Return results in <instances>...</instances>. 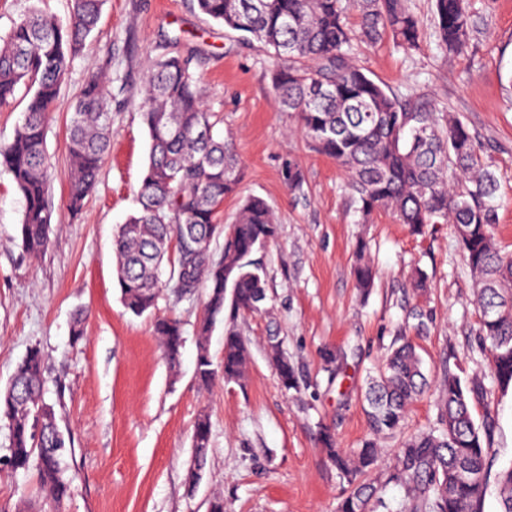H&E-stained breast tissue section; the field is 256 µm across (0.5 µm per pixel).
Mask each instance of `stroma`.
<instances>
[{
    "instance_id": "1",
    "label": "stroma",
    "mask_w": 512,
    "mask_h": 512,
    "mask_svg": "<svg viewBox=\"0 0 512 512\" xmlns=\"http://www.w3.org/2000/svg\"><path fill=\"white\" fill-rule=\"evenodd\" d=\"M421 22L416 50L391 41L358 44L357 59L400 101L450 112L475 133L481 154L506 200L498 240L512 254V0H471L475 25L463 52L438 45L432 0H407ZM67 21L72 0H0V34L32 8ZM177 52L193 58L205 102L232 142L241 167L240 190L273 208L275 240L254 253L266 270L265 311L241 315L248 360L238 382L211 389L195 378V326L205 294L164 295L156 313L184 327L180 364L169 369L153 334L154 315L126 312L117 285L112 238L137 207L148 137L136 107L148 63ZM272 61L201 13L195 0H104L97 29L62 82L46 128V151L56 173L53 232L44 256L20 246L24 200L0 172V387L31 348L46 360V399L71 438L67 464L77 472L62 512H206L223 498L224 512H336L349 490L324 452V436L351 452L366 439L387 470L402 438L436 427L438 409L424 395L396 434L373 435L363 392L396 336L417 345L430 378L451 369L463 383L481 382L469 397L476 425L492 423V471L512 465V391L494 385L488 353L478 339L475 282L452 227L412 232L386 213L362 223L350 204L347 179L336 162L307 145L297 113L283 111L272 91ZM103 71L112 96L111 147L83 212L67 207L70 117L88 71ZM303 186L291 191L288 167ZM366 240L377 269L361 295L353 269ZM426 291L412 286L415 271ZM424 313V329L412 311ZM84 335L73 339L77 313ZM277 337L297 371L284 389L270 362ZM339 353L328 361L326 352ZM211 424L204 477L187 492L191 435L199 414ZM40 504L35 473L0 468V512L19 499Z\"/></svg>"
}]
</instances>
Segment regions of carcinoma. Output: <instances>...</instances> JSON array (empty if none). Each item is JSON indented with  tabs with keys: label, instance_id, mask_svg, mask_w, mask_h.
Listing matches in <instances>:
<instances>
[{
	"label": "carcinoma",
	"instance_id": "cac0c4a2",
	"mask_svg": "<svg viewBox=\"0 0 512 512\" xmlns=\"http://www.w3.org/2000/svg\"><path fill=\"white\" fill-rule=\"evenodd\" d=\"M103 0H73L67 23L33 9L0 35V106L20 88L31 93L12 139L0 143V169L22 194L25 210L19 227L22 249L38 258L48 250L52 215L48 207L51 174L45 132L59 85L87 37L96 28ZM198 9L225 28L243 32L273 57L272 89L282 109L296 112L300 130L316 151L346 172L362 219L386 212L419 231L430 224L454 228L475 279L480 312L479 339L488 344L489 365L498 386L512 388V257L496 238L502 198L495 174L479 153L475 136L447 112L409 111L359 65L353 43L390 37L413 50L420 22L406 0H196ZM359 13V27L348 11ZM441 47L455 53L466 46L474 26L469 0H435ZM191 56L162 54L151 61L140 94V112L149 137V153L138 190L140 209L119 225L113 239L118 284L125 309L135 316L151 313L164 288L180 298L206 290L196 326V379L209 388L218 375L243 378L247 348L232 326L244 313L260 312L268 298L266 277L250 260L276 237L277 222L259 196L242 200L235 221L221 229L224 199L238 194L240 169L225 139L214 135L213 115L192 71ZM112 97L102 75L91 71L69 124L70 164L65 173L69 209L85 206L110 148ZM224 236V255L213 258V243ZM175 258L167 281L161 265L170 245ZM376 272L365 260L354 268L362 290L373 286ZM219 321L224 328L223 370L209 349ZM154 332L165 358L176 365L184 343L180 320L158 317ZM271 358L285 389L296 384L288 357L274 346ZM45 359L30 349L10 382L0 388V422L10 436L6 466L35 471L48 512H61L74 476L63 458L71 440L60 428L54 405L45 400ZM428 388L422 358L405 341L388 353L378 376L368 382L366 414L374 434L400 428L409 404ZM468 387L446 372L435 383L437 426L414 434L396 450L386 478L369 477L378 448L368 440L349 456L331 446L325 453L351 489L338 512H376L387 483L403 486L409 512H484L490 480V428L476 426ZM196 464L187 483L198 484L206 468L211 425L198 416L191 437ZM500 512H512V466L495 477Z\"/></svg>",
	"mask_w": 512,
	"mask_h": 512
}]
</instances>
